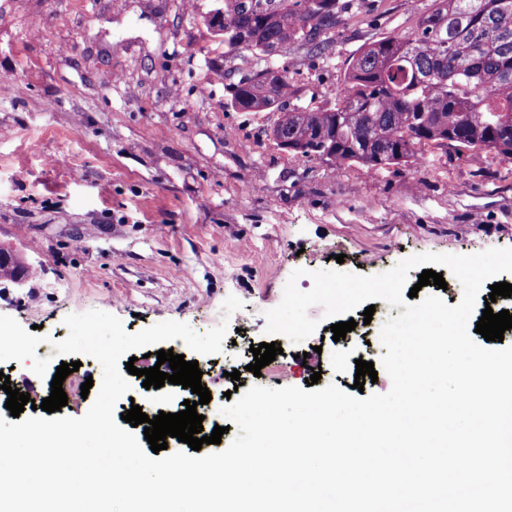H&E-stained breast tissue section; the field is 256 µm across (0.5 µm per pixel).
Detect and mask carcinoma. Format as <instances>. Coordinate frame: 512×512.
<instances>
[{
    "mask_svg": "<svg viewBox=\"0 0 512 512\" xmlns=\"http://www.w3.org/2000/svg\"><path fill=\"white\" fill-rule=\"evenodd\" d=\"M224 46H244L264 65L235 77L224 71L231 104L251 112L277 108L267 131L303 156L325 153L335 165L369 171L418 161L421 148L447 140L458 151L512 160V0H431L410 9L408 25L363 44L351 56L329 109L290 105L301 88L282 67L295 46L328 59L325 33L359 5L352 0H220ZM35 277L18 259L0 261V284Z\"/></svg>",
    "mask_w": 512,
    "mask_h": 512,
    "instance_id": "carcinoma-1",
    "label": "carcinoma"
}]
</instances>
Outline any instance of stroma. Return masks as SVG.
Segmentation results:
<instances>
[{"mask_svg": "<svg viewBox=\"0 0 512 512\" xmlns=\"http://www.w3.org/2000/svg\"><path fill=\"white\" fill-rule=\"evenodd\" d=\"M216 0H0V242L37 270L0 291V314L39 325L36 353L60 366L53 342L64 319L101 310L134 334L164 321L203 333L229 331L220 353L196 356L212 419L235 384L321 385L350 390L356 359L379 362L380 331L399 308L362 309L356 339L333 341L321 307L316 332L260 374L265 311L278 306L295 270L383 273L422 253L471 255L512 247V161L423 147L419 163L369 171L288 153L264 130L277 112L235 109L224 70L256 69L249 51L226 56L204 23ZM407 0H380L333 29L321 60L291 50L288 74L301 106L324 109L364 42L400 25ZM243 303L225 315L228 297ZM239 370V380L228 373ZM132 388L116 411L173 412L183 391Z\"/></svg>", "mask_w": 512, "mask_h": 512, "instance_id": "1", "label": "stroma"}]
</instances>
